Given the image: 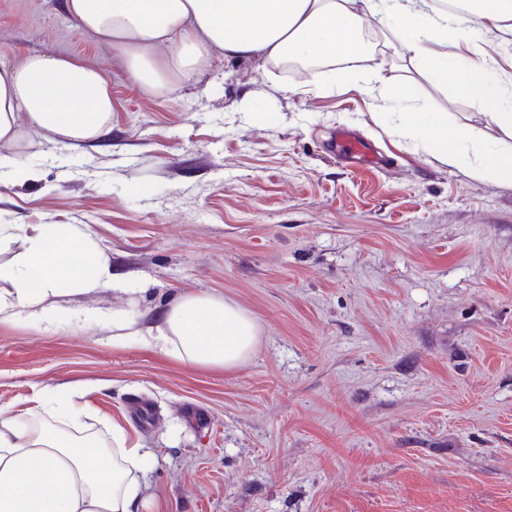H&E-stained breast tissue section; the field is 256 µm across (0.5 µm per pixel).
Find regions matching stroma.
Wrapping results in <instances>:
<instances>
[{
    "label": "stroma",
    "instance_id": "stroma-1",
    "mask_svg": "<svg viewBox=\"0 0 512 512\" xmlns=\"http://www.w3.org/2000/svg\"><path fill=\"white\" fill-rule=\"evenodd\" d=\"M63 0H0V62L73 57L110 82L112 130H27L35 180L0 185V224H84L119 289L64 317L0 322V408L70 393L80 430L153 449L138 512H512V186L428 161L380 123L362 74L211 64L161 95L121 73ZM419 101L479 125L488 106L418 77ZM358 135L379 165L334 149ZM231 300L261 328L232 371L112 339L179 294Z\"/></svg>",
    "mask_w": 512,
    "mask_h": 512
}]
</instances>
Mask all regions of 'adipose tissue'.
Returning a JSON list of instances; mask_svg holds the SVG:
<instances>
[{"label":"adipose tissue","instance_id":"obj_1","mask_svg":"<svg viewBox=\"0 0 512 512\" xmlns=\"http://www.w3.org/2000/svg\"><path fill=\"white\" fill-rule=\"evenodd\" d=\"M463 13L435 0H65L77 27L106 44L144 93L159 95L208 66L214 57L277 63L284 57L326 60L350 68L367 54L359 29L376 21L398 44L416 73L451 87L455 96L480 95L490 108L484 126L452 125L444 112L425 111L414 79L396 89L379 68L363 91L401 103L394 133L431 160L471 177L512 186V110L494 103L512 92V77L489 82L487 55L478 46L449 56L442 45L469 41L468 17L512 43V0H463ZM106 76L79 59L34 53L0 65V144H15L22 124L52 139L84 143L112 123ZM20 242L15 262L0 266V320L38 316L55 298L110 286L103 251L80 224H0V241ZM112 338H138L161 353L202 368L234 370L256 351L260 328L246 310L208 293L182 294L153 329L127 311L112 314ZM80 408L56 394L25 414L0 409V512H136L146 487L150 449L123 430L111 444L74 436Z\"/></svg>","mask_w":512,"mask_h":512}]
</instances>
